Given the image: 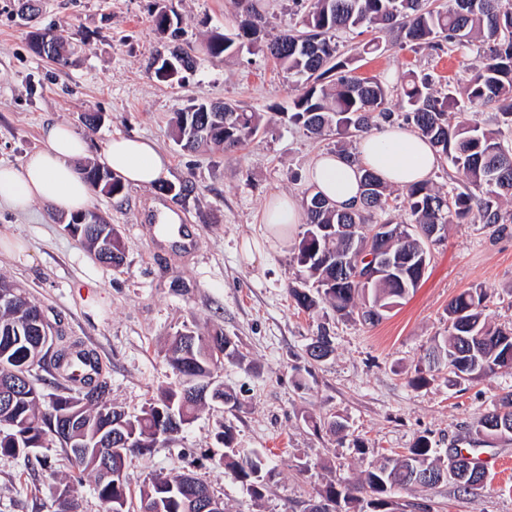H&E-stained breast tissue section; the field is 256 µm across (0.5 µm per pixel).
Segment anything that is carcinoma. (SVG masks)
<instances>
[{"mask_svg":"<svg viewBox=\"0 0 512 512\" xmlns=\"http://www.w3.org/2000/svg\"><path fill=\"white\" fill-rule=\"evenodd\" d=\"M249 19L231 36L211 38L206 53L219 57L254 40L256 22L262 19L257 0H246ZM390 29L401 36L400 44L415 52L422 47L443 50L447 43L462 53L470 49L471 38L482 37V52L474 66L475 74L463 87L449 83L446 89L433 88L430 74L410 72L401 86V108L396 114L387 107V88L375 78L352 75V59L343 56L336 34L357 29ZM53 44V54L62 57L64 39L58 32L31 34V46L42 54L40 39ZM270 55L296 77L300 93L286 112L288 122L304 127L311 134L328 132L365 133L380 123L398 120L426 138L437 153L445 157L459 175L458 186L448 192L428 181L402 189L410 221L393 225L396 235L385 240L374 233L381 216L390 209L388 185L372 172L362 174L360 204L342 210L327 198L314 193L306 198V229L293 255L297 273L288 285V295L298 309L314 313L321 306L336 315L375 325L402 304L418 288L431 261L430 246L442 237L430 238L432 224L479 223L500 227L512 223V210L502 208V200L512 199V143L500 138V130L482 124L477 111L497 104L494 122L512 128V0H448L446 9H434L427 0H309L299 27L287 30L267 45ZM176 65V74L191 70L196 61L178 51L160 59L156 74L164 81L167 63ZM330 78L329 83L323 79ZM206 103L190 105L177 113L175 141L184 150L197 151L210 144L231 150L253 139L266 128L263 115L237 105L224 104V114L233 116L235 139L224 132L199 134L196 117ZM83 178L91 185L112 183L110 194L123 190L120 179L104 167L84 169ZM86 215L92 223L79 224L78 237L98 261L118 267L123 262L124 244L114 226L95 211ZM355 248L346 255L348 272L336 276V252L349 241ZM382 251L392 257L396 271L367 278L370 263L366 257ZM15 291L13 302H0V396L11 400L9 412L0 407V456L15 458L30 454L32 448L63 449L71 471L63 489L73 498L79 512V489L84 482L104 506L122 502L123 512H131V497L126 479L105 477L100 463L105 461L113 473L124 474L128 457L145 455L157 444L178 435L171 422L176 416L181 425L192 422L199 409L216 398L228 405L234 397L221 387L209 386L212 374L223 366L224 357L238 355L237 344L222 332L207 336L185 330L172 337L166 358L172 370L193 393L184 395L180 387H167L146 402L139 411L128 412L108 399V382L85 372L92 363L77 342L62 334L56 347H40L32 320L41 308L27 293L5 281L0 291ZM491 296L484 288H468L448 304V339L444 347L432 351L428 367L418 368L408 385L419 389L442 371L453 382L473 381L501 369L512 370V327L495 326L486 319ZM332 353V341L320 332L311 338L306 355L320 361ZM64 373L68 393L44 394L33 381V370ZM80 425L65 431L72 415ZM477 441L512 434V389L497 396L493 409L472 426ZM67 432L63 438L62 432ZM476 449L463 453L448 450L446 458L437 455L426 436L416 439L403 454L388 456L363 481L330 482L316 492L308 512H399L394 491L411 485L439 483L433 473L452 469L456 483L467 494H476L470 485L478 463ZM227 465L251 496H264L266 458L257 451H234ZM193 479L201 493L210 487L191 473L156 476L140 490L137 512H197L193 494L184 490V481Z\"/></svg>","mask_w":512,"mask_h":512,"instance_id":"carcinoma-1","label":"carcinoma"}]
</instances>
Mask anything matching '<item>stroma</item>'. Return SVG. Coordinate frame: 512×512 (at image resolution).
Masks as SVG:
<instances>
[{"mask_svg":"<svg viewBox=\"0 0 512 512\" xmlns=\"http://www.w3.org/2000/svg\"><path fill=\"white\" fill-rule=\"evenodd\" d=\"M259 8L265 17L259 43L213 58L205 45L214 34L236 32L242 19L237 0H41L31 21L21 18L20 0H0V162L20 164L42 147L45 124L64 122L89 139L94 164L114 135L155 140L170 160L167 183L184 189L178 196L128 184L114 197L94 191L92 210L125 244L117 267L96 262L66 231L69 214L43 202L24 214L1 206L0 279L23 288L51 322L93 354L110 400L129 411L178 384L166 361L177 331L217 329L236 342L243 363L225 362L219 375L237 404L202 408L174 441L131 457V492L156 475L191 472L223 498L224 512H306L329 481H359L381 457L404 452L425 435L442 453L476 448L487 485L475 496L448 480L411 486L398 490L397 502L425 512H512V439L477 448L471 433L495 396L512 386V371L460 385L444 374L419 389L408 384L444 343L446 309L463 290L485 288L492 297L489 321L512 324V224L498 233L483 224L450 225L432 248L420 286L377 325L298 310L288 285L304 227L268 238L265 206L278 193L304 201L312 191V161L344 147L356 151L360 137L318 139L283 119L298 89L264 44L296 22L299 7L294 0H261ZM162 12L178 39L156 27ZM54 27L75 48L65 66L30 47L32 31ZM371 40L380 53H364ZM176 46L197 64L182 82L161 80L156 59ZM340 50L352 57L356 76L391 87L388 106L395 111L396 87L408 71L458 85L473 75L471 57L450 48L403 50L396 33L385 29L342 35ZM212 101L265 113L270 122L237 149L182 150L174 141V116L191 103ZM89 113L102 115V122L87 127ZM163 207L191 229V247L158 233L152 217ZM252 245L258 248L253 256ZM321 331L334 351L315 362L305 348ZM301 372L304 390L295 383ZM337 418L346 423L348 439L329 429ZM225 424L234 429L236 447L263 452L273 470L261 500L224 467L228 450L217 434ZM49 456L48 470L0 456V512H49L51 488L70 470L61 452Z\"/></svg>","mask_w":512,"mask_h":512,"instance_id":"stroma-1","label":"stroma"}]
</instances>
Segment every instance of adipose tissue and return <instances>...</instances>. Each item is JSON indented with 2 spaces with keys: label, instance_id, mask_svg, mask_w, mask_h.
Wrapping results in <instances>:
<instances>
[{
  "label": "adipose tissue",
  "instance_id": "ef3b65f1",
  "mask_svg": "<svg viewBox=\"0 0 512 512\" xmlns=\"http://www.w3.org/2000/svg\"><path fill=\"white\" fill-rule=\"evenodd\" d=\"M43 146L29 154L20 166L0 165V206L25 210L44 201L54 209L76 213L89 208L93 193L81 177L77 163L88 155L86 140L63 123L47 124ZM103 163L124 182L149 187L167 176L168 159L148 139L117 135L104 146ZM438 158L418 133L389 127L371 133L359 143L355 161L327 153L313 160L308 179L338 208L348 209L360 199V171L367 168L384 182L403 187L426 180Z\"/></svg>",
  "mask_w": 512,
  "mask_h": 512
}]
</instances>
